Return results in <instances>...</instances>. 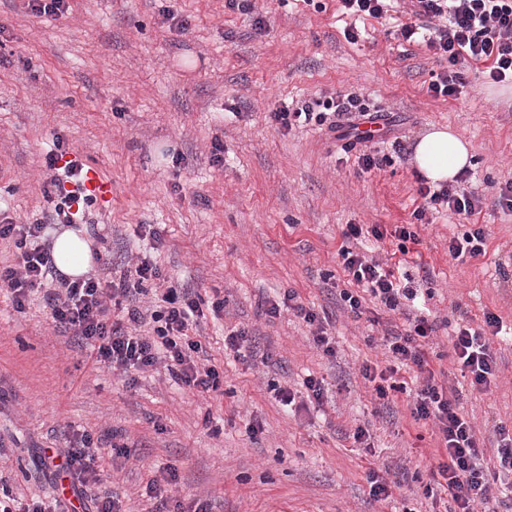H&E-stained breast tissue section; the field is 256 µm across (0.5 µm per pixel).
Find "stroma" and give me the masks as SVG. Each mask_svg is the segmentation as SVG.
I'll list each match as a JSON object with an SVG mask.
<instances>
[{
  "mask_svg": "<svg viewBox=\"0 0 512 512\" xmlns=\"http://www.w3.org/2000/svg\"><path fill=\"white\" fill-rule=\"evenodd\" d=\"M252 0L251 13L224 0H69L59 17H36L24 0H0V215L26 224L52 210L43 196V156L56 138L112 185L77 227L93 242V272L123 276L140 244V225L163 240L151 256L168 281L205 303L201 342L220 391L198 394L164 366L128 380L95 366L89 349L57 330L41 295L16 312L0 292V476L14 492H52L40 452L89 433L101 448L100 482L90 493H116L125 512H154L145 491L168 472L171 500L185 512L207 501L212 512H446L448 497L424 492L436 462L433 423L414 420L417 387L379 399L361 369L386 360V329L403 315L365 301L345 310L337 251L347 225H412L407 273L427 270V305L441 326L429 344L442 380L486 445L512 430V343L495 341L499 385L472 390L453 360L450 325L482 326L485 313L512 326V215L497 206L512 180V85L463 72L455 98L428 84L441 65L424 44L398 39L410 11L395 0L386 18L358 21L348 42L337 0ZM170 8L185 20L169 28ZM263 25H256V18ZM354 94L384 121L364 150L384 157L365 172L344 139L311 124L290 130L269 119L281 106ZM448 125L472 145L467 190L481 195L488 247L465 261L448 255L450 237L468 228L447 212L416 222L418 138ZM224 144V164L210 161ZM182 155L173 164L171 152ZM295 291L328 316L336 354L313 342L293 313L269 318L265 299ZM254 334L255 353L234 357L224 336ZM322 379L323 402L309 397L307 376ZM293 391L294 409L275 387ZM369 433L355 443L356 429ZM127 445L129 457L114 445ZM398 475L391 498L370 494V468Z\"/></svg>",
  "mask_w": 512,
  "mask_h": 512,
  "instance_id": "1",
  "label": "stroma"
}]
</instances>
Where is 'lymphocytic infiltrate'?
Masks as SVG:
<instances>
[{
  "label": "lymphocytic infiltrate",
  "mask_w": 512,
  "mask_h": 512,
  "mask_svg": "<svg viewBox=\"0 0 512 512\" xmlns=\"http://www.w3.org/2000/svg\"><path fill=\"white\" fill-rule=\"evenodd\" d=\"M409 2L418 21L402 25L400 37L411 44L425 43L443 64L428 86L433 97H456L461 86L460 70L464 67L483 66L490 82L512 84V0ZM424 18L432 20L430 29H422L420 21ZM339 116L360 121L370 119L371 114L359 97L349 95L318 105L307 103L293 109L284 106L272 112L270 119L285 130L313 123L332 130ZM67 153V148L58 141L44 157V166L52 174L51 192L57 197L47 221L17 224L7 218L0 220V240L12 244L17 252L14 263L0 265V289L7 291L19 312L25 310L32 292H42L55 327L88 346L98 365L126 373L147 371L164 362L172 377L189 389L201 393L218 390L220 373L212 367H200L198 359L204 348L201 341L191 336L205 312L199 296L191 289L169 284L154 290L149 305L129 304L132 285L140 286L161 277L149 255L138 257L129 279L123 277L115 283L89 274L73 281L63 279L57 287H49L54 263L41 243L47 224L73 223L74 203L92 202L83 192V162L76 157L68 158ZM467 177L463 171L453 184L421 182L418 194L423 204L413 212L423 224L428 221V212L438 208L470 221L469 230L448 241V252L456 259L476 258L487 249L485 230L477 222L483 211V199L464 189ZM365 233L378 241L394 238L403 254L408 251V243L417 239L405 224L391 230L381 224L368 228L348 225L343 234L345 243L337 251L339 263L351 281L350 287L339 291L343 305L358 315L367 295L391 311L400 309L403 301L416 300L419 288L413 280H400L378 260L349 247V240L359 239ZM117 308L122 311L118 317L113 314ZM285 310L312 326L313 341L324 355L335 356V341L323 320L300 302L296 292H285L265 303L269 317H278ZM438 328L437 321L420 314L410 319L407 330L388 333L386 348L392 364L387 372L394 375L407 368L419 374L422 385L413 400L411 415L417 421H433L438 430V460L430 471L433 484L426 487V494L437 489L446 491L453 502L448 512H476L477 505L489 503L497 473H512V433L497 427L496 465L488 467L484 445L459 408L458 390L439 382L430 365L427 345ZM502 329L501 318L489 312L482 328L461 325L451 337L454 359L474 390L487 391L498 383L499 367L491 340ZM99 452L98 443L84 434L69 447L52 449L44 455L43 463L55 480L68 482L75 500L81 501L87 487L100 480Z\"/></svg>",
  "instance_id": "obj_1"
}]
</instances>
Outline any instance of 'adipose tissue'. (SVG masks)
Returning a JSON list of instances; mask_svg holds the SVG:
<instances>
[{
	"mask_svg": "<svg viewBox=\"0 0 512 512\" xmlns=\"http://www.w3.org/2000/svg\"><path fill=\"white\" fill-rule=\"evenodd\" d=\"M413 161L420 174L433 183L449 182L471 167L469 145L452 128L435 126L414 146ZM56 268L70 277L86 274L93 261L92 243L82 229H63L53 242Z\"/></svg>",
	"mask_w": 512,
	"mask_h": 512,
	"instance_id": "ef3b65f1",
	"label": "adipose tissue"
}]
</instances>
